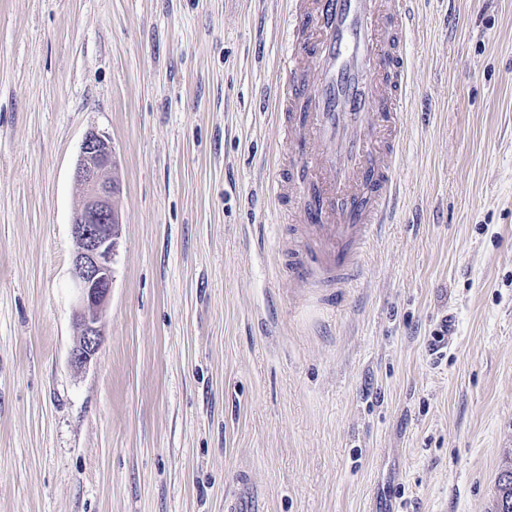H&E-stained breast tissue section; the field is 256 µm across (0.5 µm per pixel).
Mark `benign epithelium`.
Segmentation results:
<instances>
[{
  "instance_id": "1",
  "label": "benign epithelium",
  "mask_w": 512,
  "mask_h": 512,
  "mask_svg": "<svg viewBox=\"0 0 512 512\" xmlns=\"http://www.w3.org/2000/svg\"><path fill=\"white\" fill-rule=\"evenodd\" d=\"M112 141L91 129L81 143L73 176L81 188V200L71 220L76 252L72 279L76 292L78 338L71 363L83 367L98 353L102 343L101 319L112 290V263L119 244L116 199L121 193Z\"/></svg>"
}]
</instances>
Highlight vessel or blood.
Returning <instances> with one entry per match:
<instances>
[{"label": "vessel or blood", "instance_id": "b4317fda", "mask_svg": "<svg viewBox=\"0 0 512 512\" xmlns=\"http://www.w3.org/2000/svg\"><path fill=\"white\" fill-rule=\"evenodd\" d=\"M412 0H294L276 102L296 156L274 198L297 204L289 272L304 287L351 285L397 200L399 131L408 110L404 38Z\"/></svg>", "mask_w": 512, "mask_h": 512}]
</instances>
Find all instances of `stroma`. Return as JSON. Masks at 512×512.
Here are the masks:
<instances>
[{
  "label": "stroma",
  "mask_w": 512,
  "mask_h": 512,
  "mask_svg": "<svg viewBox=\"0 0 512 512\" xmlns=\"http://www.w3.org/2000/svg\"><path fill=\"white\" fill-rule=\"evenodd\" d=\"M399 210L288 275L289 0H0V512H494L512 464V0H413ZM121 224L78 368L89 129ZM448 346L434 359L440 326Z\"/></svg>",
  "instance_id": "35a3bbf8"
}]
</instances>
